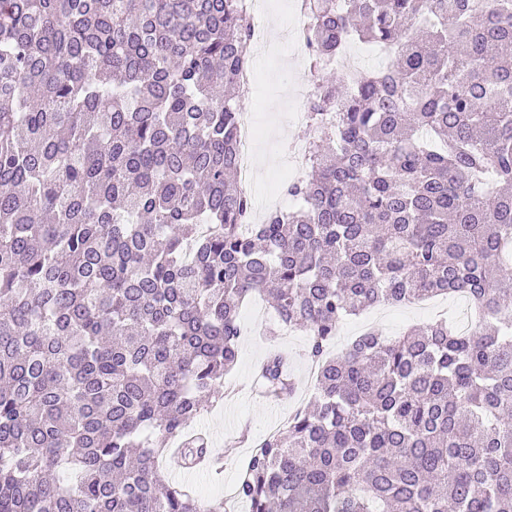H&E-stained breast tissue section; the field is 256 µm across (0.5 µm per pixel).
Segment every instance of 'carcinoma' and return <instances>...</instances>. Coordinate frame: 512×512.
I'll return each instance as SVG.
<instances>
[{
    "label": "carcinoma",
    "instance_id": "carcinoma-1",
    "mask_svg": "<svg viewBox=\"0 0 512 512\" xmlns=\"http://www.w3.org/2000/svg\"><path fill=\"white\" fill-rule=\"evenodd\" d=\"M297 207L247 224L238 0H0V512H226L211 459L258 296L309 404L241 465L250 512H512V0H303ZM385 65L332 68L350 42ZM465 294L478 320L341 354L338 325ZM271 398L295 382L273 352ZM74 473L70 483L65 475Z\"/></svg>",
    "mask_w": 512,
    "mask_h": 512
}]
</instances>
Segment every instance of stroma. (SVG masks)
Here are the masks:
<instances>
[{"label":"stroma","instance_id":"1","mask_svg":"<svg viewBox=\"0 0 512 512\" xmlns=\"http://www.w3.org/2000/svg\"><path fill=\"white\" fill-rule=\"evenodd\" d=\"M257 74L260 78L259 90L251 99L244 101L243 110L264 133L255 150L256 155L276 159L273 166L262 169L260 190L265 194L277 193L281 208L288 210L293 206L292 200L277 192L278 187L284 186L296 174L287 146L290 141L304 139L308 132L304 124L291 120L288 111L293 72L284 68L278 59L272 58L258 60ZM255 307V302L251 301L240 311L245 335L239 346L238 361L225 382L228 395L210 412L190 421L188 425L190 431L204 433L211 448L222 454L224 469L221 475L177 468L171 469L169 474L174 483L189 487L206 499L231 495L239 466L250 453L246 445L229 447L230 436L245 431L251 440L262 439L270 431L284 426L296 409L306 404L315 392L316 374L306 355V336L299 331H289L276 341L267 340L265 333L268 325L257 322ZM459 311V302L451 296L403 306L377 307L345 320L336 332L333 348L337 351L346 348L368 326L383 335L396 336L410 327L440 318L457 321ZM275 349L288 356L296 393L287 398L271 400L260 393L256 374Z\"/></svg>","mask_w":512,"mask_h":512}]
</instances>
